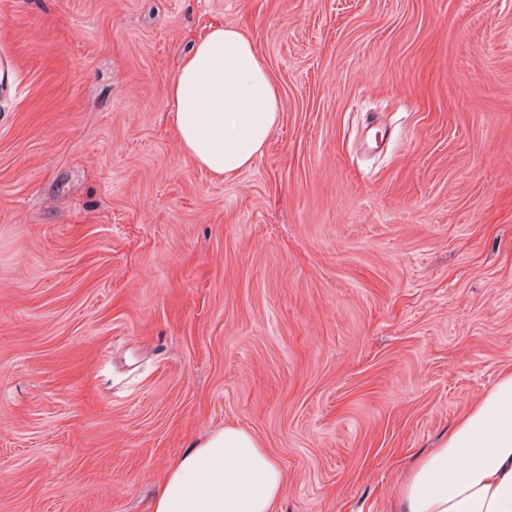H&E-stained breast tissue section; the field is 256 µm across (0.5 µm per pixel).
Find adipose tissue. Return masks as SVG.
<instances>
[{"label":"adipose tissue","instance_id":"obj_1","mask_svg":"<svg viewBox=\"0 0 512 512\" xmlns=\"http://www.w3.org/2000/svg\"><path fill=\"white\" fill-rule=\"evenodd\" d=\"M168 120L183 153L213 178L250 166L280 119V92L251 41L209 23L168 85ZM279 463L248 432L211 433L177 457L150 512H274ZM398 512H512V368L463 415L448 438L399 482Z\"/></svg>","mask_w":512,"mask_h":512}]
</instances>
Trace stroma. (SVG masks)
<instances>
[{"label": "stroma", "instance_id": "1", "mask_svg": "<svg viewBox=\"0 0 512 512\" xmlns=\"http://www.w3.org/2000/svg\"><path fill=\"white\" fill-rule=\"evenodd\" d=\"M281 118L219 181L167 85L206 24ZM0 512H148L227 427L276 512H395L512 365V0H0Z\"/></svg>", "mask_w": 512, "mask_h": 512}]
</instances>
